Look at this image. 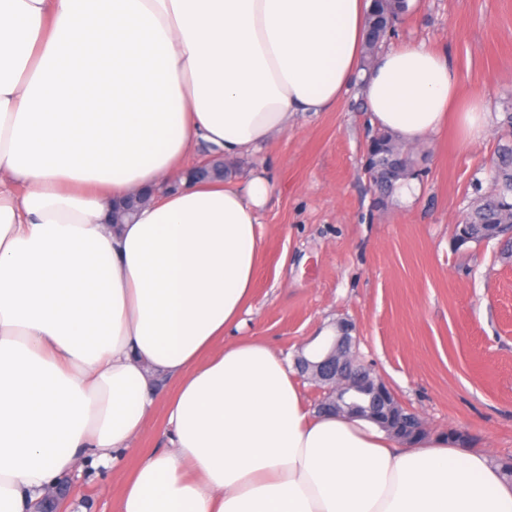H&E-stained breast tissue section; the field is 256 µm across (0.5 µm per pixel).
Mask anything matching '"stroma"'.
Masks as SVG:
<instances>
[{
	"label": "stroma",
	"mask_w": 512,
	"mask_h": 512,
	"mask_svg": "<svg viewBox=\"0 0 512 512\" xmlns=\"http://www.w3.org/2000/svg\"><path fill=\"white\" fill-rule=\"evenodd\" d=\"M390 39L447 47L460 99L487 104L484 141L455 127L419 146L412 202L379 206L363 167L374 131L360 89L331 112L300 114L257 156L231 163L272 182L259 212L264 245L245 335L284 359L335 324L355 325L357 354L429 434H470L489 458L512 457V262L496 242L456 246L476 190H491L498 122L512 111V0H409ZM124 476L84 468L57 483L84 512H112Z\"/></svg>",
	"instance_id": "35a3bbf8"
}]
</instances>
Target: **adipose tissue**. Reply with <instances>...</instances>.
Wrapping results in <instances>:
<instances>
[{
  "label": "adipose tissue",
  "instance_id": "obj_1",
  "mask_svg": "<svg viewBox=\"0 0 512 512\" xmlns=\"http://www.w3.org/2000/svg\"><path fill=\"white\" fill-rule=\"evenodd\" d=\"M370 3L0 0V512L125 464L158 412L166 447L114 512H512L485 454L316 414L267 342L224 339L245 324L271 181L184 180L193 151H261L358 78L372 124L415 144L458 96L447 50L365 65Z\"/></svg>",
  "mask_w": 512,
  "mask_h": 512
}]
</instances>
